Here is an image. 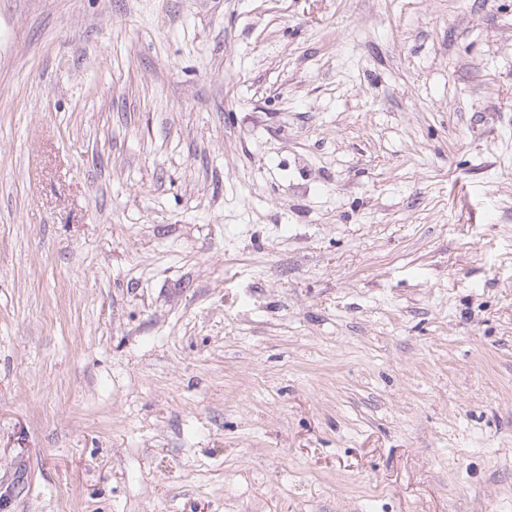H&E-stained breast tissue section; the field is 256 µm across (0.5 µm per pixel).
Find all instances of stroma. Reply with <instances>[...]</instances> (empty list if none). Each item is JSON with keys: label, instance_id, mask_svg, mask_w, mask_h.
Segmentation results:
<instances>
[{"label": "stroma", "instance_id": "stroma-1", "mask_svg": "<svg viewBox=\"0 0 512 512\" xmlns=\"http://www.w3.org/2000/svg\"><path fill=\"white\" fill-rule=\"evenodd\" d=\"M0 512H512V0H0Z\"/></svg>", "mask_w": 512, "mask_h": 512}]
</instances>
